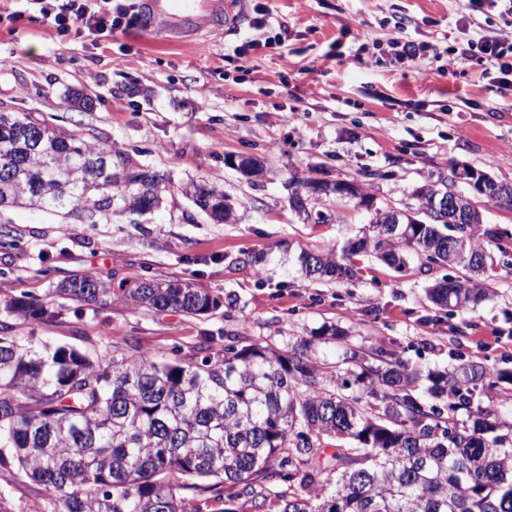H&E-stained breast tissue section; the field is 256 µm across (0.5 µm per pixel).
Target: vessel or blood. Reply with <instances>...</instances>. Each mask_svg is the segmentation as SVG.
<instances>
[{
	"instance_id": "obj_1",
	"label": "vessel or blood",
	"mask_w": 512,
	"mask_h": 512,
	"mask_svg": "<svg viewBox=\"0 0 512 512\" xmlns=\"http://www.w3.org/2000/svg\"><path fill=\"white\" fill-rule=\"evenodd\" d=\"M243 13L228 0H144L141 24L146 31L161 30L182 39L204 30L240 25Z\"/></svg>"
}]
</instances>
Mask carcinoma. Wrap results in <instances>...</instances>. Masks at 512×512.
Segmentation results:
<instances>
[{"label":"carcinoma","mask_w":512,"mask_h":512,"mask_svg":"<svg viewBox=\"0 0 512 512\" xmlns=\"http://www.w3.org/2000/svg\"><path fill=\"white\" fill-rule=\"evenodd\" d=\"M455 168L415 189L409 223L377 220L373 234L349 238L341 253L304 251L305 276L351 280L355 258L374 256L401 272L412 261L448 265L458 277L427 288L447 316L475 312L492 288L486 278L512 254L504 233L485 225L471 201L452 224L432 207L454 186ZM167 177L112 164V149L27 117L0 112V203L35 212L67 209L109 220L112 200L145 213ZM484 198L512 204V184L487 178ZM195 205L224 221V193L202 188ZM292 203L305 218L330 219ZM51 295L99 308L124 301L146 311L204 316L219 302L183 280L149 278L114 288L95 275L63 280ZM0 469L49 491V512H206L220 487L235 501L261 497L278 512H512V397L496 371L454 348L444 369L412 368L392 348L370 355L346 346L332 362L312 357L314 340L286 347L229 344L187 359L124 348L83 350L20 335L53 316L28 294L0 305Z\"/></svg>","instance_id":"carcinoma-1"}]
</instances>
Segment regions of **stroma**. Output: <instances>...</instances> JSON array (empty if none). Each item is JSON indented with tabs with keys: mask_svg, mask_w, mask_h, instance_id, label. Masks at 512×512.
<instances>
[{
	"mask_svg": "<svg viewBox=\"0 0 512 512\" xmlns=\"http://www.w3.org/2000/svg\"><path fill=\"white\" fill-rule=\"evenodd\" d=\"M58 0H0V112L29 117L108 145L113 160L169 175L158 209L114 210L107 221L0 211V299L47 297L59 281L97 274L113 283L179 278L206 289L219 308L201 317L148 312L122 302L105 308L56 299L57 317L25 325L50 344L93 342L185 359L231 336L281 346L325 325L347 344L404 346L413 365H450L451 342L470 359L512 371V266L494 272L496 292L452 338L426 288L443 274L416 265L403 273L377 259L357 279L325 283L302 275L301 251L341 247L371 215L338 206V224L301 221L289 198L308 178L361 183L377 205L407 202L413 188L470 168L512 183V90L476 61L451 62L468 0H244L246 21L201 43H173L141 25L105 33L49 17ZM266 24L249 27L256 15ZM408 39L430 43L433 59L399 65L375 53L396 20ZM287 25L283 45L266 46ZM260 41L248 57L234 49ZM265 174L246 181L240 156ZM215 187L238 219L213 221L193 203L190 184ZM249 252L256 263L235 259ZM6 512H48L44 486L0 470Z\"/></svg>",
	"mask_w": 512,
	"mask_h": 512,
	"instance_id": "obj_1",
	"label": "stroma"
}]
</instances>
